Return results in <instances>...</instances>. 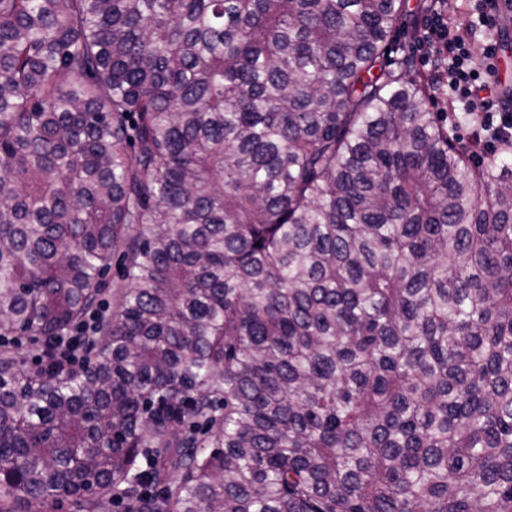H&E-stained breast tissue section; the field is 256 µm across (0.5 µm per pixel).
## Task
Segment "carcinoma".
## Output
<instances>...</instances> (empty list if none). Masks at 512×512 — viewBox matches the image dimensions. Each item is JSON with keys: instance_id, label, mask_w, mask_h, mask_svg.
I'll return each instance as SVG.
<instances>
[{"instance_id": "cac0c4a2", "label": "carcinoma", "mask_w": 512, "mask_h": 512, "mask_svg": "<svg viewBox=\"0 0 512 512\" xmlns=\"http://www.w3.org/2000/svg\"><path fill=\"white\" fill-rule=\"evenodd\" d=\"M404 26L0 0V340L43 339L0 351V512H512V142L456 144ZM106 286L102 299H105L109 305V311L107 315H112L116 311L117 307V290L118 286L124 283L123 280V268L119 258H115L112 261L111 268L105 277ZM105 312L106 307L104 306V303H101L99 309L90 312L81 324L72 329L66 343L67 350L64 353V358L67 364L78 367H82L87 364L85 344L89 340V337L94 335V328L99 316Z\"/></svg>"}]
</instances>
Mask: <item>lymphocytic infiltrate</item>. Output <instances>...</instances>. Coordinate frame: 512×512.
Here are the masks:
<instances>
[{
  "mask_svg": "<svg viewBox=\"0 0 512 512\" xmlns=\"http://www.w3.org/2000/svg\"><path fill=\"white\" fill-rule=\"evenodd\" d=\"M422 33L414 55L421 63L441 62L447 91L467 105L477 129L473 144L482 152L512 142V106L500 104L493 93L497 80L499 44L486 40L479 54H472L467 38L451 34L448 21L437 7L419 17Z\"/></svg>",
  "mask_w": 512,
  "mask_h": 512,
  "instance_id": "1",
  "label": "lymphocytic infiltrate"
}]
</instances>
